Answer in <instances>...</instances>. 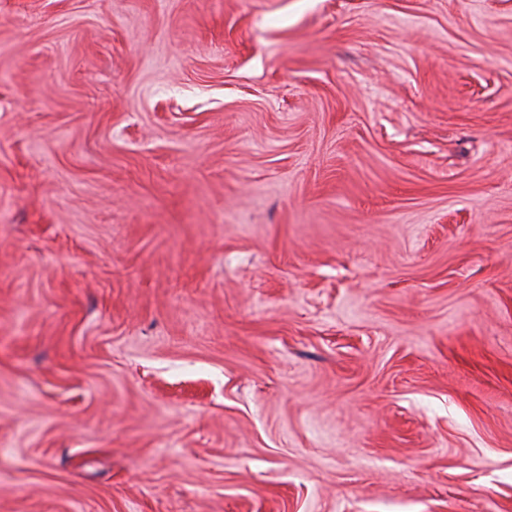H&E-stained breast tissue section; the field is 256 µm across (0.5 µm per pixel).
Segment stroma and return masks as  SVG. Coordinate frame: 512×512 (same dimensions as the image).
<instances>
[{"instance_id": "1", "label": "stroma", "mask_w": 512, "mask_h": 512, "mask_svg": "<svg viewBox=\"0 0 512 512\" xmlns=\"http://www.w3.org/2000/svg\"><path fill=\"white\" fill-rule=\"evenodd\" d=\"M0 512H512V0H0Z\"/></svg>"}]
</instances>
